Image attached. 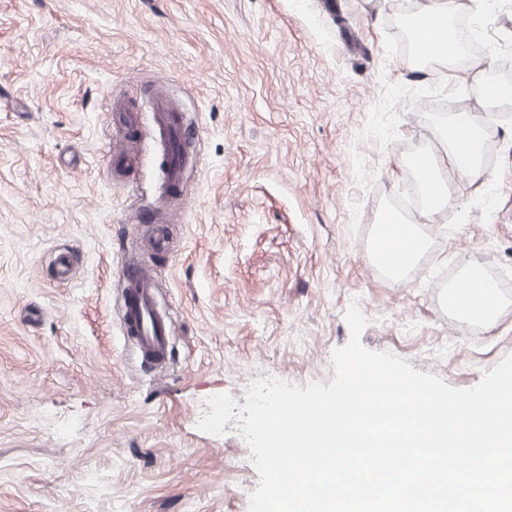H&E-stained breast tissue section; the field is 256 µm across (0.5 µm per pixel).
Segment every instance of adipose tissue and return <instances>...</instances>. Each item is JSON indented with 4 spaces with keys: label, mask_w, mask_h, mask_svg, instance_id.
<instances>
[{
    "label": "adipose tissue",
    "mask_w": 512,
    "mask_h": 512,
    "mask_svg": "<svg viewBox=\"0 0 512 512\" xmlns=\"http://www.w3.org/2000/svg\"><path fill=\"white\" fill-rule=\"evenodd\" d=\"M457 14L454 0H413L406 25L417 61L435 60L455 69L466 41ZM490 136V129L476 124L468 112L452 113L437 125L438 151L423 152L412 160L428 215L446 213L451 186L480 173L483 147ZM425 248L426 241L415 224L392 211L379 215L370 258L390 278H402ZM447 301L449 311L459 318L485 327L497 325L508 307L493 282L473 264L464 266L458 283L449 286Z\"/></svg>",
    "instance_id": "obj_1"
}]
</instances>
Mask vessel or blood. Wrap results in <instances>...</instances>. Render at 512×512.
<instances>
[{"label":"vessel or blood","mask_w":512,"mask_h":512,"mask_svg":"<svg viewBox=\"0 0 512 512\" xmlns=\"http://www.w3.org/2000/svg\"><path fill=\"white\" fill-rule=\"evenodd\" d=\"M155 121L166 134L168 171L166 183H179L187 161L183 150L184 132L175 109L168 98H159ZM122 306L120 318L125 336L131 338L142 356L166 360L172 332V320L160 315L155 297V276L149 268L131 267L121 280Z\"/></svg>","instance_id":"vessel-or-blood-1"}]
</instances>
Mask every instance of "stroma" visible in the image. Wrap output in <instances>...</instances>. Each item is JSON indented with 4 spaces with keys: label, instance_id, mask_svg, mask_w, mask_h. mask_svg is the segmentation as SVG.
Segmentation results:
<instances>
[{
    "label": "stroma",
    "instance_id": "35a3bbf8",
    "mask_svg": "<svg viewBox=\"0 0 512 512\" xmlns=\"http://www.w3.org/2000/svg\"><path fill=\"white\" fill-rule=\"evenodd\" d=\"M408 0H0V512H249L251 449L210 398L259 380L330 383L350 339L453 387L512 355V314L466 323L465 263L512 268V103L488 160L427 218L410 158L436 120L512 86V0H470L481 51L418 64ZM196 166L161 187L157 95ZM417 222L403 279L370 259L377 213ZM169 247L152 250L157 227ZM71 262L68 281L57 258ZM157 274L163 365L124 336L126 265Z\"/></svg>",
    "mask_w": 512,
    "mask_h": 512
}]
</instances>
